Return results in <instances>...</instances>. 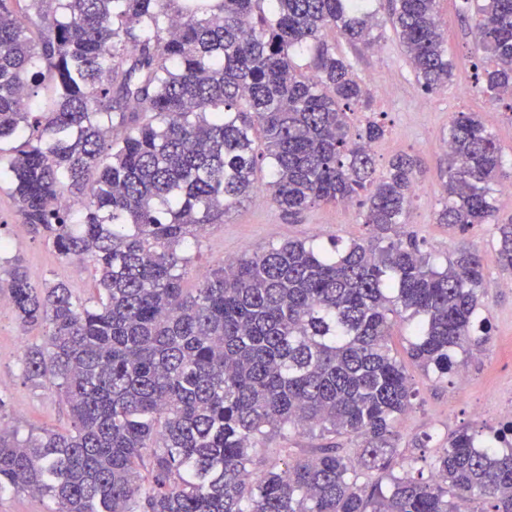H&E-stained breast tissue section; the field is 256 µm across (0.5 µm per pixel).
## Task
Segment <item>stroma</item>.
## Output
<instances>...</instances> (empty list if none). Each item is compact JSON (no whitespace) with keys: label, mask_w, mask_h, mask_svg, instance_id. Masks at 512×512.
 Wrapping results in <instances>:
<instances>
[{"label":"stroma","mask_w":512,"mask_h":512,"mask_svg":"<svg viewBox=\"0 0 512 512\" xmlns=\"http://www.w3.org/2000/svg\"><path fill=\"white\" fill-rule=\"evenodd\" d=\"M387 5V0H373L372 6L383 22L373 47L350 43L337 33L328 36L337 53L352 63L369 93L368 107L358 113L354 126L363 128L369 120L382 126V137L371 145L378 171H385L389 161L399 154L417 159L419 189L403 230L434 263H444L462 241L481 252H491L497 234L494 225L476 224L462 232L437 221L443 203L438 175L445 158L440 144L448 135L454 113H478L494 132L506 159V171L512 175V120L503 106L490 103L475 86L476 39L471 22L463 14L460 0H441L440 23L454 70L447 90L428 95L416 83L405 52L386 21ZM385 83L392 86L391 95L379 93V85ZM268 178V173H260V186L218 223L200 230L188 253L184 288L198 287L202 277L222 262L260 253L289 240L327 244L337 239L346 243L369 239L371 229L362 222L358 201L347 205L322 203L291 218L276 207L265 190L263 183ZM1 237L10 239L12 253L23 257L32 283L62 280L79 297L91 296L90 266L63 259L50 242L32 237L16 213L4 180H0ZM485 275L490 287L480 303L489 318L491 336L481 357L462 363L465 379L439 381L411 359L403 361L416 397L412 409L396 425L397 446L400 454L414 459L416 470L425 474L449 436L463 428L493 432L502 424L501 409L512 401V288H495V281L502 277L495 265H488ZM45 332L41 325L21 329L11 308H0V397L7 403L13 426L23 436L70 426L68 410L56 389L34 386L22 373L20 360L25 348L42 343Z\"/></svg>","instance_id":"35a3bbf8"}]
</instances>
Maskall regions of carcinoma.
Returning <instances> with one entry per match:
<instances>
[{"instance_id":"1","label":"carcinoma","mask_w":512,"mask_h":512,"mask_svg":"<svg viewBox=\"0 0 512 512\" xmlns=\"http://www.w3.org/2000/svg\"><path fill=\"white\" fill-rule=\"evenodd\" d=\"M369 0H0V177L28 232L91 264L97 295L31 283L19 258L0 293L24 327V377L56 388L71 428L19 438L0 397V493L50 512H512V423L448 437L431 478L394 472L397 422L415 391L390 338L442 380L486 346L485 268L512 275V218L497 205L503 160L473 112L448 125L437 223L493 224L492 256L462 245L437 266L407 223L417 160L379 173L368 91L326 40L370 48ZM475 87L512 121V0H463ZM440 0H389L427 93L454 65ZM50 84L48 108L33 102ZM288 216L364 196L368 241L289 240L181 288L198 232L255 187ZM319 429L309 456L264 441ZM362 439L357 457L338 435ZM378 474L369 483L364 473Z\"/></svg>"}]
</instances>
